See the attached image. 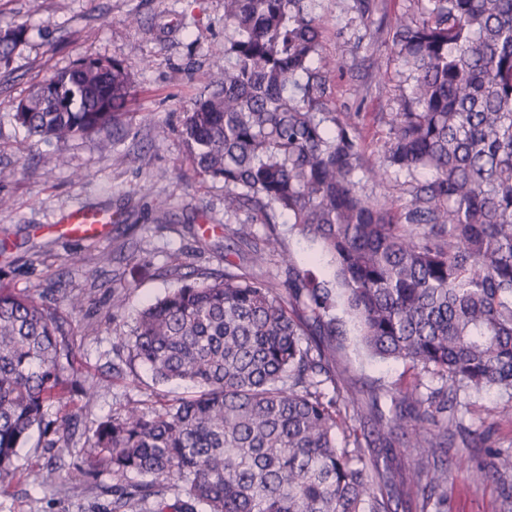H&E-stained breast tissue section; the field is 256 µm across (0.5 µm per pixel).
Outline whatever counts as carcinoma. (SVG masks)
<instances>
[{"label": "carcinoma", "instance_id": "carcinoma-1", "mask_svg": "<svg viewBox=\"0 0 512 512\" xmlns=\"http://www.w3.org/2000/svg\"><path fill=\"white\" fill-rule=\"evenodd\" d=\"M318 0H224V74L188 113L182 135L199 175L224 182V211L243 208L330 257L333 281L288 265L277 287L258 276L205 270L140 310L123 344L157 384L189 398L136 403L85 437L75 469L108 476L112 512H398V489L441 512L448 424L421 409L420 384L392 392L394 425L374 389L348 401L336 352L343 308L373 358L401 360L442 381L436 394L512 389V0H409L392 49L406 67L386 162L365 158L357 112L331 105L343 72L323 52ZM0 27V64L26 41ZM131 78L121 64L82 56L15 105L36 140L66 144L122 130ZM423 171L428 178L415 179ZM413 178L400 209L362 193L365 177ZM279 240L252 247L262 266ZM43 292L0 288V491L25 473L40 487L56 471L20 465L33 432L67 446L77 416L47 417L73 392L97 397L69 360L63 324ZM332 386V393L324 385ZM409 449L395 473L367 461L370 434ZM512 472L490 453L476 481Z\"/></svg>", "mask_w": 512, "mask_h": 512}]
</instances>
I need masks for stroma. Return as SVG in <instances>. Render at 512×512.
<instances>
[{"instance_id": "stroma-1", "label": "stroma", "mask_w": 512, "mask_h": 512, "mask_svg": "<svg viewBox=\"0 0 512 512\" xmlns=\"http://www.w3.org/2000/svg\"><path fill=\"white\" fill-rule=\"evenodd\" d=\"M407 4L376 0L364 17L352 11V0H320L317 10L325 53L345 65L332 101L338 110L359 111L361 146L378 163L387 155L403 70L392 27ZM1 21L26 24L29 33L9 65L0 66V286L43 291L66 322L71 360L101 389L90 404L77 395L67 399L80 428L70 452L45 450L35 439L21 452L22 463H52L59 481L43 488L15 479L0 493V512H102L111 493L80 481L73 466L84 431L129 402L151 405L154 393L190 394L176 382L155 386L145 368L130 366L121 338L134 314L199 269L230 264L283 282L282 254L302 270L314 248L280 223L278 252L253 268L237 231L245 226L261 239L267 226L225 212L223 182L199 176L188 158L181 137L187 114L224 71V0H0ZM87 54L123 64L132 81L130 115L111 145L95 138L69 142L67 163L59 166L51 160L55 142L29 138L14 106ZM82 206L111 213L102 239L76 238L59 227L61 215ZM73 295L83 296L80 307L70 306ZM120 295L125 306L116 312L112 300ZM339 355L359 399L417 377L403 361L368 358L350 335ZM504 410L512 411V395L458 392L452 411L462 428L448 437L445 512H512V476L479 484L470 477L488 450L512 452V429L498 422Z\"/></svg>"}]
</instances>
